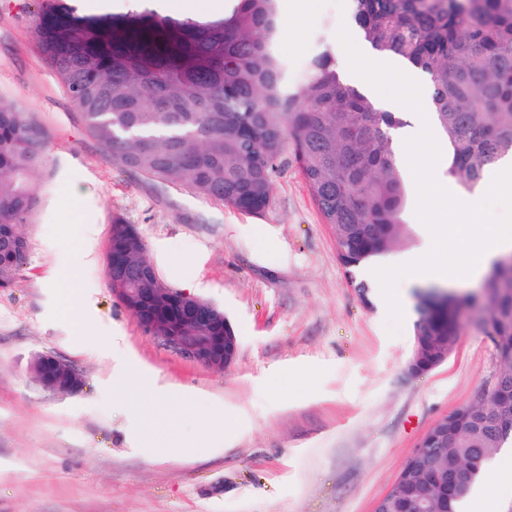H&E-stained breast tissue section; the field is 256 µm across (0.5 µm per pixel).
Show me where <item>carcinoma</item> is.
<instances>
[{"mask_svg": "<svg viewBox=\"0 0 512 512\" xmlns=\"http://www.w3.org/2000/svg\"><path fill=\"white\" fill-rule=\"evenodd\" d=\"M133 0L124 12L95 14L83 0H37L34 34L48 65L82 110L87 132L113 165L186 188L253 216L273 203V177L292 164L340 263L356 271L406 233L408 202L389 131L403 120L346 83L327 51L303 86L280 54V0H230L216 20L178 19ZM352 19L373 49L398 56L429 81L437 129L448 143V179L471 191L485 168L512 155V0H351ZM45 164L41 130L0 99V288L26 263L20 228L39 203ZM115 288H159L143 242L112 224L106 253ZM413 359L424 372L458 336V313L421 299ZM502 374L512 376V293L485 310ZM74 370L50 355L34 373L59 380ZM512 436V382L482 404L448 416V447L434 457L442 478L476 460L453 488L429 479L421 456L385 512H457L482 463Z\"/></svg>", "mask_w": 512, "mask_h": 512, "instance_id": "obj_1", "label": "carcinoma"}]
</instances>
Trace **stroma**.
I'll use <instances>...</instances> for the list:
<instances>
[{
  "mask_svg": "<svg viewBox=\"0 0 512 512\" xmlns=\"http://www.w3.org/2000/svg\"><path fill=\"white\" fill-rule=\"evenodd\" d=\"M290 4L280 51L299 84L318 52L339 49L351 0H315L304 19ZM33 11L0 0V99L42 130L47 157L21 228L27 263L0 288V512H372L429 427L491 389L500 363L480 310L462 311L444 363L409 372L423 283L400 281L403 328L389 335L380 291L361 301L295 167L254 217L113 166L47 64ZM71 185L85 195L67 214L57 202ZM117 217L167 286L223 310L239 338L229 368L173 355L113 295ZM39 354L77 368L83 391L44 388L30 370ZM127 373L166 391L155 436L113 389Z\"/></svg>",
  "mask_w": 512,
  "mask_h": 512,
  "instance_id": "obj_1",
  "label": "stroma"
}]
</instances>
